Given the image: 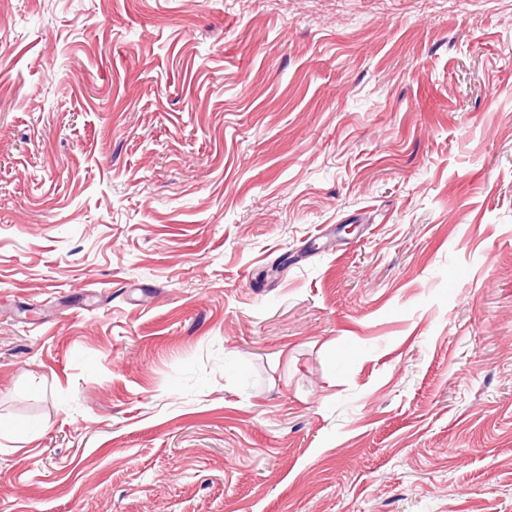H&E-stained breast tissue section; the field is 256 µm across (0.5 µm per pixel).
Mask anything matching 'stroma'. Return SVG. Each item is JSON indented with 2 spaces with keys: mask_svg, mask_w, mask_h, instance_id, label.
<instances>
[{
  "mask_svg": "<svg viewBox=\"0 0 512 512\" xmlns=\"http://www.w3.org/2000/svg\"><path fill=\"white\" fill-rule=\"evenodd\" d=\"M0 512H512V0H0Z\"/></svg>",
  "mask_w": 512,
  "mask_h": 512,
  "instance_id": "stroma-1",
  "label": "stroma"
}]
</instances>
